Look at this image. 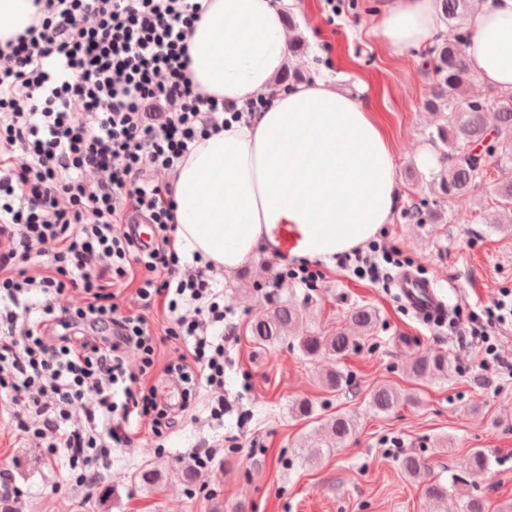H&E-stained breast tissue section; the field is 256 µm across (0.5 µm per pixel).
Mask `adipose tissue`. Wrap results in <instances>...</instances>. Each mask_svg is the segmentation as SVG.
<instances>
[{
  "mask_svg": "<svg viewBox=\"0 0 512 512\" xmlns=\"http://www.w3.org/2000/svg\"><path fill=\"white\" fill-rule=\"evenodd\" d=\"M293 0H201L190 74L226 108L273 94L288 62ZM436 0H388L379 34L396 49L427 43ZM467 55L480 84L512 90V0H480ZM249 121L191 145L175 172L180 252L232 271L263 256L335 263L390 223L399 194L389 143L357 96L318 79Z\"/></svg>",
  "mask_w": 512,
  "mask_h": 512,
  "instance_id": "obj_1",
  "label": "adipose tissue"
}]
</instances>
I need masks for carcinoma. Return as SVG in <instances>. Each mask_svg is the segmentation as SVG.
<instances>
[{
	"mask_svg": "<svg viewBox=\"0 0 512 512\" xmlns=\"http://www.w3.org/2000/svg\"><path fill=\"white\" fill-rule=\"evenodd\" d=\"M440 11L449 25L458 29L451 41L436 38L424 50L427 64L433 73L431 89L423 105L439 115L440 122L428 134V141L436 150L439 171H430L433 199L420 204L418 218L430 224L444 213L448 204L472 193L486 177L489 158L501 163H512V93H501L493 98L472 96L468 87L474 80L466 47L472 32L466 29L470 0H438ZM499 219L497 224H512V182L497 188ZM310 301L300 303L276 300L272 309L256 318L250 326V339L259 348H268L292 338L301 354L342 360L361 341L377 329L378 313L367 305L352 308L346 316L345 326L323 334L310 327L304 314ZM448 355L437 351H423L416 358L411 372L418 379L448 378ZM349 383L336 369L322 378V386L335 392ZM401 393L391 385L380 384L369 394L368 405L377 414H389L401 403ZM356 421L347 414H338L324 423L327 437L312 436L304 443L311 455L321 454L323 448H334L355 431ZM489 466L484 451H470L465 469L470 474H481ZM403 471L420 484L424 496L437 503L448 500V485L425 473L419 458L406 456L401 461Z\"/></svg>",
	"mask_w": 512,
	"mask_h": 512,
	"instance_id": "carcinoma-1",
	"label": "carcinoma"
}]
</instances>
